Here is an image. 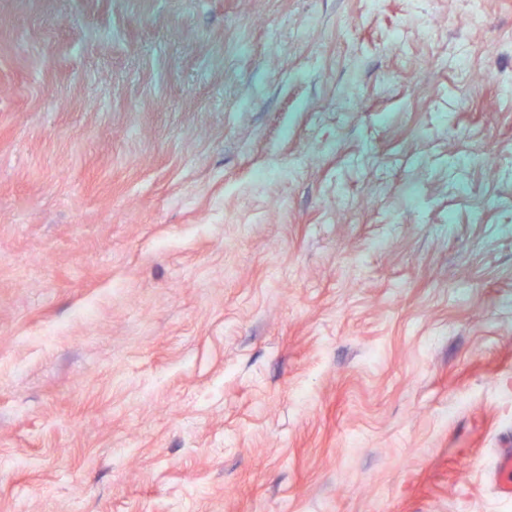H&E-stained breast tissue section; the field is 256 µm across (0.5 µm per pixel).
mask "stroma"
Returning a JSON list of instances; mask_svg holds the SVG:
<instances>
[{
	"label": "stroma",
	"mask_w": 512,
	"mask_h": 512,
	"mask_svg": "<svg viewBox=\"0 0 512 512\" xmlns=\"http://www.w3.org/2000/svg\"><path fill=\"white\" fill-rule=\"evenodd\" d=\"M0 0V512H512V0Z\"/></svg>",
	"instance_id": "stroma-1"
}]
</instances>
